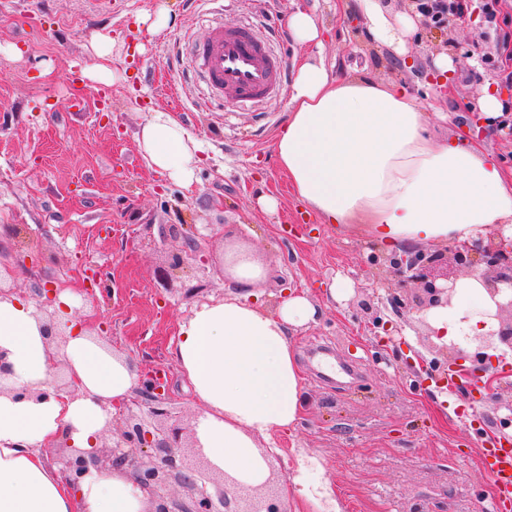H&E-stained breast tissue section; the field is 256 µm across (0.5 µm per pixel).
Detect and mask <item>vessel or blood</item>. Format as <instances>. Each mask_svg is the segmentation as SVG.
I'll use <instances>...</instances> for the list:
<instances>
[{
	"mask_svg": "<svg viewBox=\"0 0 512 512\" xmlns=\"http://www.w3.org/2000/svg\"><path fill=\"white\" fill-rule=\"evenodd\" d=\"M269 43L254 24L228 28L216 19L208 22L204 39L188 40L187 55L203 77L206 94L252 110L281 98L287 88L286 72ZM485 456L493 486H512V448L494 444Z\"/></svg>",
	"mask_w": 512,
	"mask_h": 512,
	"instance_id": "obj_1",
	"label": "vessel or blood"
}]
</instances>
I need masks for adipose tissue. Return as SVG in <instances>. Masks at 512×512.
<instances>
[{
  "instance_id": "1",
  "label": "adipose tissue",
  "mask_w": 512,
  "mask_h": 512,
  "mask_svg": "<svg viewBox=\"0 0 512 512\" xmlns=\"http://www.w3.org/2000/svg\"><path fill=\"white\" fill-rule=\"evenodd\" d=\"M293 69L275 149L295 195L323 223L387 250L476 240L512 223V172L483 144L432 139L405 85L339 79L306 58ZM136 138L148 168L193 192L201 146L173 114L151 112ZM224 267L238 296L196 308L179 327L173 359L202 407L194 429L206 464L258 489L269 478L265 441L302 420L304 378L289 334L318 311L294 291L269 311L258 290L267 268L246 247L227 246ZM45 331L31 301L0 298V353L10 366L0 375V512H148L123 470L89 475L75 489L51 463L48 448L64 438L100 447L110 402L137 381L124 357L87 331H69L60 345ZM58 361L74 394L48 389Z\"/></svg>"
}]
</instances>
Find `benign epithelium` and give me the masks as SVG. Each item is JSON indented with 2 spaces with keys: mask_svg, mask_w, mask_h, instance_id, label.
I'll list each match as a JSON object with an SVG mask.
<instances>
[{
  "mask_svg": "<svg viewBox=\"0 0 512 512\" xmlns=\"http://www.w3.org/2000/svg\"><path fill=\"white\" fill-rule=\"evenodd\" d=\"M404 2L430 28L458 24L459 15L451 0L439 16L432 12L428 0ZM370 264L397 279L398 287L389 293L396 310L423 315L451 305L456 271L465 272L485 288L495 306L490 318L497 321V329L474 338L478 346L471 354L472 361L486 364L492 358L491 350L500 358L512 353V236H505V225L472 243L456 241L440 248L378 251L370 256ZM463 357L460 346L450 343L443 361L436 360L434 365L444 372L453 371L463 385L471 377L469 369L458 363ZM476 384L495 402L507 381L500 373L486 370ZM112 423L121 431L110 446L81 451L65 442L49 450V456L61 466L73 487H79L94 470L123 467L133 473L137 487L147 494L149 512H285L280 507L281 488L271 479L254 492L225 473L221 491L215 495L209 492L215 470L194 467L176 451L187 427L174 412L159 379L148 378L135 388L127 402L115 407ZM173 480L187 493L186 499L169 496Z\"/></svg>",
  "mask_w": 512,
  "mask_h": 512,
  "instance_id": "7a95c632",
  "label": "benign epithelium"
}]
</instances>
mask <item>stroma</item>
Segmentation results:
<instances>
[{
    "label": "stroma",
    "instance_id": "35a3bbf8",
    "mask_svg": "<svg viewBox=\"0 0 512 512\" xmlns=\"http://www.w3.org/2000/svg\"><path fill=\"white\" fill-rule=\"evenodd\" d=\"M7 0L0 5V270L8 286L34 300L38 286L67 285L71 319L129 361L135 374L160 378L185 423L201 412L173 358L178 329L204 303L235 297L224 247H251L267 266L261 284L268 309L282 289L307 293L317 320L291 341L306 384L300 425L275 437L276 480L302 474L309 486L333 485L345 512H495L496 494L480 459V434L512 439L506 411L477 391L458 405L482 427L457 421L441 373L421 369L427 356L416 316L388 302L368 257L369 237L321 223L300 203L274 148L287 119L286 99L248 114L221 112L197 87L177 47L197 36L210 0ZM494 15L455 28L416 24L404 54L368 31L357 0H248L228 6L225 24L250 17L277 32L272 46L285 64L307 55L288 31L298 7L325 32L321 57L338 76L407 85L440 139L468 135L470 106L486 84L512 100V0ZM166 11L156 31L137 24ZM112 41L109 85L70 69L92 65L93 33ZM457 44L448 53L447 43ZM451 55L448 90L432 80L438 57ZM493 57L485 69L481 55ZM174 114L202 145L197 188L186 193L150 170L135 133L150 112ZM274 197L275 211L258 200ZM194 239L205 262L187 259ZM31 257L18 266V252ZM346 299L332 300L333 281ZM373 296L389 336L357 310Z\"/></svg>",
    "mask_w": 512,
    "mask_h": 512
}]
</instances>
